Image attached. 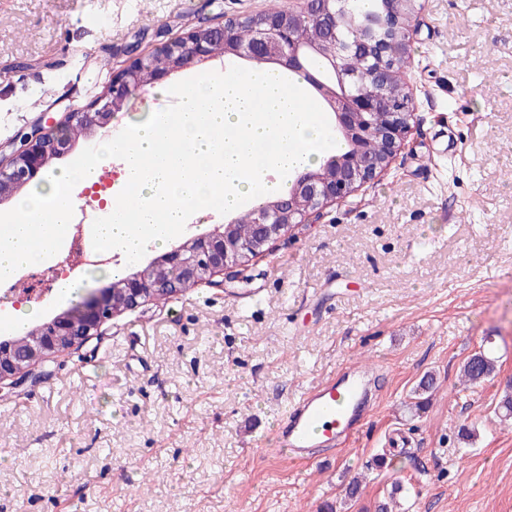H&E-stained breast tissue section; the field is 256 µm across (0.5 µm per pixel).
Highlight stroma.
<instances>
[{
	"mask_svg": "<svg viewBox=\"0 0 512 512\" xmlns=\"http://www.w3.org/2000/svg\"><path fill=\"white\" fill-rule=\"evenodd\" d=\"M291 0H0V141L102 91L199 23ZM411 130L381 176L319 223L206 285L116 316L0 391V512H512V0H418ZM20 270L32 325L62 311ZM494 376L460 386L478 351ZM377 377L344 449L272 445L303 389L350 363ZM436 389L405 404L425 373ZM384 465H377V456ZM355 501L341 506L349 481Z\"/></svg>",
	"mask_w": 512,
	"mask_h": 512,
	"instance_id": "stroma-1",
	"label": "stroma"
}]
</instances>
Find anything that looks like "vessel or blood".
<instances>
[{"label":"vessel or blood","mask_w":512,"mask_h":512,"mask_svg":"<svg viewBox=\"0 0 512 512\" xmlns=\"http://www.w3.org/2000/svg\"><path fill=\"white\" fill-rule=\"evenodd\" d=\"M369 408L365 372L338 371L292 402L273 432V443L292 459H309L316 448L347 443Z\"/></svg>","instance_id":"vessel-or-blood-1"}]
</instances>
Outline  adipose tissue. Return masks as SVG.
I'll return each instance as SVG.
<instances>
[{
	"label": "adipose tissue",
	"mask_w": 512,
	"mask_h": 512,
	"mask_svg": "<svg viewBox=\"0 0 512 512\" xmlns=\"http://www.w3.org/2000/svg\"><path fill=\"white\" fill-rule=\"evenodd\" d=\"M157 92L177 94L175 117L151 113L102 139L0 214V283L63 246L78 190L94 185L107 162L118 161V178L90 232L98 247L128 260L140 258L145 243L169 245L190 211L234 212L283 195L296 172L336 153L328 114L306 85L276 69L205 72Z\"/></svg>",
	"instance_id": "obj_1"
}]
</instances>
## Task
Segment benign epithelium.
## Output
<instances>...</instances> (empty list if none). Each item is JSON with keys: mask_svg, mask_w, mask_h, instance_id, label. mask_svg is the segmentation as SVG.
Here are the masks:
<instances>
[{"mask_svg": "<svg viewBox=\"0 0 512 512\" xmlns=\"http://www.w3.org/2000/svg\"><path fill=\"white\" fill-rule=\"evenodd\" d=\"M415 2L383 0L382 12L366 21L361 33L352 42L339 45L332 56L322 55L317 42L295 41L291 31L296 24L311 18L323 36L336 35L335 0H297L298 6L288 9L286 15L263 12L229 18L222 25L203 24L162 44L159 50L181 59V64L156 71L154 84L195 63L216 59L214 44L218 40L224 42L227 60L271 62L294 72L304 70L311 60L319 58L320 72L329 79L327 84L319 83V88L334 116L333 132L357 142L369 116L381 111L385 121L377 135L382 152L359 166L333 158L321 172L298 175L288 197L256 204V234L250 244L240 242L234 232V221L230 220L163 254L158 259L155 277L140 272L122 278V303L118 306L113 304L112 289L106 286L87 291L78 304L83 324H71L66 310L54 315L37 326L41 340L22 359L13 352V338L0 341V389H13L25 383L33 378L37 367L100 335L106 322L148 302L155 288H167L173 297L201 284L223 286L238 281L247 262L263 254L272 241L320 218L327 205L346 201L361 185L384 172L414 117L410 88L403 87L397 95L388 93L385 75L406 56L414 41L418 29ZM244 22L252 23L254 29V36L247 43L238 42L233 36L234 26ZM353 60L366 65L367 85L357 90L351 86ZM142 63L143 60L135 58L112 73L95 98L84 106L67 107L63 118L57 120L47 110L0 143V203L16 196L39 172L74 148L77 139L70 135L71 128H82L87 140L100 131L108 132L136 89L132 78ZM166 267L182 272L178 283L170 284L161 278L159 272Z\"/></svg>", "mask_w": 512, "mask_h": 512, "instance_id": "obj_1", "label": "benign epithelium"}]
</instances>
